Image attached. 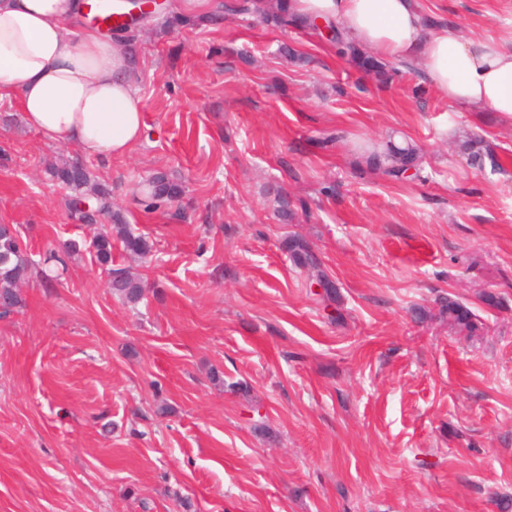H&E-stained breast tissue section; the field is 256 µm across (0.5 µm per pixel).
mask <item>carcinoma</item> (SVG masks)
Here are the masks:
<instances>
[{"mask_svg":"<svg viewBox=\"0 0 512 512\" xmlns=\"http://www.w3.org/2000/svg\"><path fill=\"white\" fill-rule=\"evenodd\" d=\"M242 10L254 11L266 20H272L282 25L296 21L287 12L267 11L258 4L247 0ZM331 37L328 41L336 44L341 53L360 69L376 75L380 80L387 78V65L367 54L358 47L344 42L334 26H329ZM460 150L473 163H482L483 157L494 158L490 146L482 137H470L460 144ZM418 152L410 143L397 144L388 140L382 147L370 151L367 164L372 168L382 170L391 181L403 180L404 172L409 168H417ZM53 174L71 189L89 195L96 200L97 211H112L110 189L95 181L91 173L81 165L71 164L57 168ZM181 195L179 184L169 181L163 176H152L146 179V188L139 193L138 201L147 212L167 207ZM117 236L125 252L144 257L151 253L153 242L141 234L135 235L126 225H117ZM90 247L96 259L107 264L112 259V237L101 235L96 237ZM288 253L299 268L307 269L311 276L323 282L324 291L316 296V300L325 306L339 304L340 296L335 281L321 269L318 258L310 249L308 243L301 237L293 236L286 241ZM76 251L69 246L61 250H51L43 260V264H51L57 268L66 269L68 259ZM34 263L26 246L23 244L19 231L13 224H0V316L7 317L25 306L26 300L22 293V285L29 279ZM109 288L124 301L135 304L142 297L145 288L144 281L127 271L111 272ZM443 312L448 317V326L465 333L469 337L480 336L483 333V323L479 317L466 305L451 297L441 301Z\"/></svg>","mask_w":512,"mask_h":512,"instance_id":"carcinoma-1","label":"carcinoma"}]
</instances>
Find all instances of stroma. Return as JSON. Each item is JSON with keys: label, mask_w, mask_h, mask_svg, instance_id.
Here are the masks:
<instances>
[{"label": "stroma", "mask_w": 512, "mask_h": 512, "mask_svg": "<svg viewBox=\"0 0 512 512\" xmlns=\"http://www.w3.org/2000/svg\"><path fill=\"white\" fill-rule=\"evenodd\" d=\"M420 6L467 38L512 36L507 0ZM120 37L146 122L127 155L47 143L0 100V224L37 261L79 249L59 281L32 273L25 306L0 319V512H501L512 124L453 111L419 66L382 84L308 28L244 11L147 18ZM473 133L498 166L460 151ZM389 139L419 148L418 177L368 170L358 144ZM75 161L112 190L92 225L48 173ZM155 173L183 196L148 213L133 185ZM117 218L155 248L114 245L107 268L90 243ZM291 234L339 306L309 294ZM113 268L148 282L138 304L112 295ZM448 296L483 336L441 320ZM286 248L288 253L299 268L308 269L311 272V278L316 277L323 282V288L317 281L312 283V288L317 292H322L321 295L316 296V300L326 307L332 303L339 304L340 296L337 291L335 281L328 275V273L321 269V264L318 258L310 249L308 243L301 237L293 236L286 241Z\"/></svg>", "instance_id": "1"}]
</instances>
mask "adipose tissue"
<instances>
[{"instance_id": "ef3b65f1", "label": "adipose tissue", "mask_w": 512, "mask_h": 512, "mask_svg": "<svg viewBox=\"0 0 512 512\" xmlns=\"http://www.w3.org/2000/svg\"><path fill=\"white\" fill-rule=\"evenodd\" d=\"M88 0H0V99L16 97L45 142L103 160L144 131L124 41L83 28ZM300 20L338 25L381 60L421 62L425 82L460 112L512 122V40H466L419 0H287Z\"/></svg>"}]
</instances>
